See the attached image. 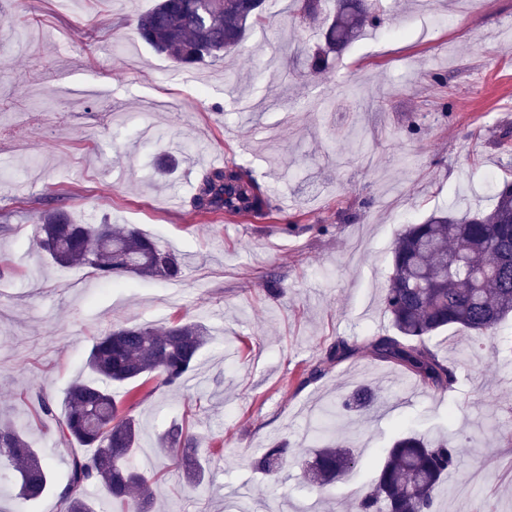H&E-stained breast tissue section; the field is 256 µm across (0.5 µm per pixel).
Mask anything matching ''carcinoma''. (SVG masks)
<instances>
[{
  "label": "carcinoma",
  "mask_w": 512,
  "mask_h": 512,
  "mask_svg": "<svg viewBox=\"0 0 512 512\" xmlns=\"http://www.w3.org/2000/svg\"><path fill=\"white\" fill-rule=\"evenodd\" d=\"M265 0H159L139 14L135 33L157 51L181 63H216L239 46L247 31L262 21ZM326 0H289L286 13L293 27L324 16V43L315 46L311 67L329 68L330 54L352 43L366 27L380 28L386 18L376 0H336L324 13ZM193 206L201 213L222 212L249 216L263 211L266 197L241 167L226 164L207 170L198 180ZM37 242L60 267L79 265L104 279L126 275L174 280L182 274L181 258L163 249L134 228L110 224H74L60 208L40 212ZM384 310L392 331L369 334L365 347L377 360L404 368L425 389L449 391L456 381L429 340L449 329L464 330L476 339L474 348L488 339L503 356L512 357V336H499L501 322L512 315V182L505 181L483 211L431 215L421 224H409L393 249ZM208 331L196 322L156 329L118 327L92 345L86 365L90 377L74 384L65 399L59 426L62 437L93 449L72 459L60 492L61 512H96L86 496L88 485H101L112 502L129 512H153L154 480L131 466L139 426L120 412L112 385H134L157 378L158 385L179 388L194 370ZM353 348L338 341L326 350L323 362L346 357ZM375 394L361 387L346 396L340 410L367 414ZM0 471L15 478L20 503L40 498L49 485V460L30 447L10 422L0 421ZM157 451L178 461L183 478L193 486L206 477L197 439L182 426L158 437ZM461 445L453 438L436 443L412 431L405 432L387 451L374 482L359 491L355 512H436L448 471L457 468ZM359 458L346 441L327 429L314 440L312 458L302 463L308 482L323 490L357 467ZM252 467L268 476L288 465V449L277 445L252 457Z\"/></svg>",
  "instance_id": "obj_1"
}]
</instances>
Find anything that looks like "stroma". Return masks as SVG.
I'll return each mask as SVG.
<instances>
[{
    "label": "stroma",
    "mask_w": 512,
    "mask_h": 512,
    "mask_svg": "<svg viewBox=\"0 0 512 512\" xmlns=\"http://www.w3.org/2000/svg\"><path fill=\"white\" fill-rule=\"evenodd\" d=\"M156 0H0V417L50 458L53 486L20 504L0 478V512H58L81 447L62 441L38 397L63 413L87 376L94 340L112 329L199 322L209 333L178 389L147 381L136 399L114 389L140 424L135 464L159 475L156 512H351L355 493L405 424L436 441L455 434L461 462L445 479L442 512H512V370L495 350L471 352L466 332L433 337L457 362L438 398L362 347L388 330L382 304L391 251L405 225L436 211L488 209L512 180V0H382L387 23L364 33L324 73L304 49L286 0L217 64L183 69L135 35ZM236 163L265 192L259 215L198 213L194 187ZM57 199L76 223L132 227L181 255L178 280L120 284L63 269L38 252L34 224ZM345 339L350 357L308 378ZM363 384L368 418L340 416L358 467L328 496L295 462L271 481L251 457L280 443L307 455L321 409ZM185 422L211 455L205 483L183 484L160 457L159 435Z\"/></svg>",
    "instance_id": "stroma-1"
}]
</instances>
